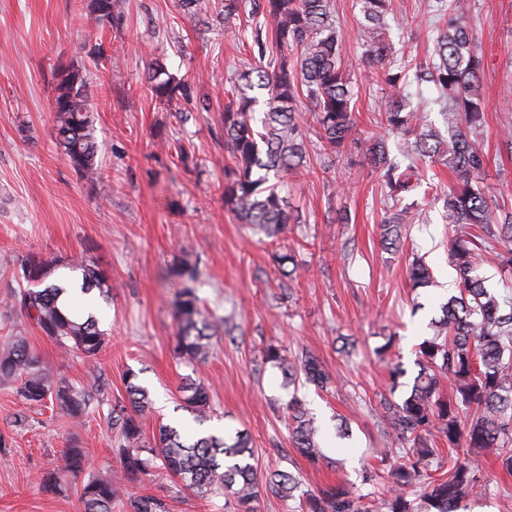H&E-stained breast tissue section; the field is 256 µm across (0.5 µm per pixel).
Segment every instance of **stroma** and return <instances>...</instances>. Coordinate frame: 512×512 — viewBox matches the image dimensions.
Instances as JSON below:
<instances>
[{
  "mask_svg": "<svg viewBox=\"0 0 512 512\" xmlns=\"http://www.w3.org/2000/svg\"><path fill=\"white\" fill-rule=\"evenodd\" d=\"M82 0H0V340L26 337L50 361L58 379L79 386L86 363L60 355L19 308L4 300L18 286L22 255L59 263L76 255L94 261L111 287L96 298L106 333L96 366L105 379L103 405L73 422L50 404H29L14 383L0 384V512H81L76 491L59 496L42 487L64 448H84L97 471L121 468L111 446L108 404L125 398L124 378L135 371L154 403L144 435L158 423L187 435L199 425L182 407L180 386L190 367L172 352L177 331L173 270L196 264L202 304L216 314H239L231 334L216 336L203 373L212 384L208 428L244 429L259 472L299 475L308 490L346 484L364 493L363 467L387 473L402 452L380 436L381 402L390 394L388 369L402 364L415 376V351L440 302L453 291L451 227L423 188H447L446 166L419 160L423 186L419 219L403 232L397 251L380 244L387 193L359 152L324 156L315 114L301 101L308 168L288 174L284 194L302 213L273 240L253 232L224 206V172L234 162L224 148V104L239 72L254 64L253 37L262 19L240 14L225 31L224 0H202L197 17L181 0H116L120 17L102 27L82 22ZM350 69L360 140L375 130L383 87L368 79L360 0H332ZM466 22L471 49L482 61L486 104L480 141L487 166L480 179L491 209L512 210V0H471ZM385 36L395 56L432 57L438 22L428 0H391ZM103 45L112 63L95 62ZM190 84L205 109L181 118L151 90L154 61ZM79 67L89 83L99 174L76 173L55 140L50 108L54 69ZM349 220L338 223V211ZM293 251L298 268L284 283L272 262ZM425 257L434 283L411 288L407 266ZM296 356L307 350L330 369L335 385L316 392L299 385L322 425L324 460L311 465L293 448L282 376L265 364L269 345ZM486 488L459 512H512V475L494 457H468ZM125 494L152 496L167 512H224V498L197 496L163 466L125 485Z\"/></svg>",
  "mask_w": 512,
  "mask_h": 512,
  "instance_id": "stroma-1",
  "label": "stroma"
}]
</instances>
